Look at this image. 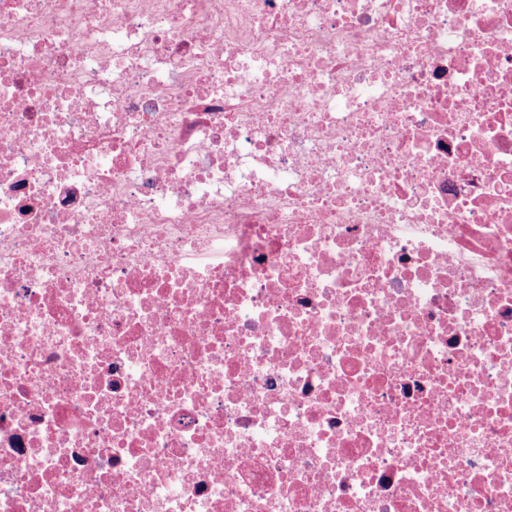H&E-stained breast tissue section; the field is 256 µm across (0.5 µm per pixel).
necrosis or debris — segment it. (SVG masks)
<instances>
[{
	"mask_svg": "<svg viewBox=\"0 0 512 512\" xmlns=\"http://www.w3.org/2000/svg\"><path fill=\"white\" fill-rule=\"evenodd\" d=\"M0 512H512V0H0Z\"/></svg>",
	"mask_w": 512,
	"mask_h": 512,
	"instance_id": "4bbe7bcc",
	"label": "necrosis or debris"
}]
</instances>
